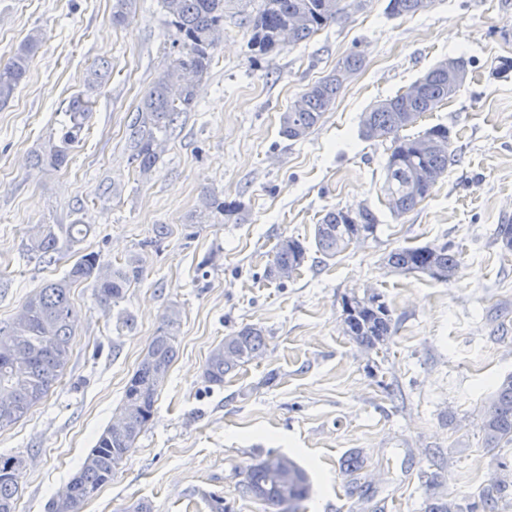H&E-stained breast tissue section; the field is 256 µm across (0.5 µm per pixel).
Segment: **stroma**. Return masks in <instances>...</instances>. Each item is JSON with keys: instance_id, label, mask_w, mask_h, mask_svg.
I'll return each mask as SVG.
<instances>
[{"instance_id": "obj_1", "label": "stroma", "mask_w": 512, "mask_h": 512, "mask_svg": "<svg viewBox=\"0 0 512 512\" xmlns=\"http://www.w3.org/2000/svg\"><path fill=\"white\" fill-rule=\"evenodd\" d=\"M387 4L366 0L345 21L266 56L252 52L240 17H225L198 103L180 115L145 180L130 126L176 37L159 0H136L125 27L112 22V0H0L1 62L32 30L43 34L27 79L0 108V326L81 254L98 253L105 267L137 254L145 268L115 307L87 285L72 290L66 371L26 418L0 430V454L27 460L16 512H47L119 414L173 304L182 311L177 356L154 419L81 512H126L140 500L153 512H211L213 493L230 512H271L242 496L236 477L270 452L306 470V512H424L431 491L466 505L492 477L512 475V447L487 449L479 431L490 392L512 373V252L495 241L497 225L512 224V72H494L512 59V0H435L412 17L389 16ZM352 52L364 67L322 121L303 140L281 137V113ZM448 55L468 60L467 84L409 132L447 125L456 162L398 218L379 191L390 144L363 139L360 121ZM99 66L110 79L90 95L68 164H35ZM205 189L240 201L243 221L193 223ZM359 206L376 214L375 236L323 258L315 224L330 208ZM78 218L91 227L83 242L50 260L28 252L31 227ZM161 224L167 235L151 246ZM283 236L308 253L282 284L265 270ZM443 243L462 262L449 283L384 261L399 247ZM366 288L383 294L396 325L378 353L341 324L343 295ZM121 314L131 329H117ZM247 325L264 330L263 357L223 385L208 383L210 350ZM354 455L356 476L343 466Z\"/></svg>"}]
</instances>
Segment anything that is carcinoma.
I'll return each instance as SVG.
<instances>
[{
	"label": "carcinoma",
	"mask_w": 512,
	"mask_h": 512,
	"mask_svg": "<svg viewBox=\"0 0 512 512\" xmlns=\"http://www.w3.org/2000/svg\"><path fill=\"white\" fill-rule=\"evenodd\" d=\"M134 0H114L112 22L124 25ZM169 24L178 35V51L143 97L131 125L133 160L139 175L149 178L156 168L158 149L174 131L177 118L191 111L208 77L213 53L224 30L228 4L237 2L251 8L248 13L252 49L262 54L282 50L276 33L288 30V46L294 47L318 32L341 22L364 0H161ZM433 0H389L388 13L394 17L414 16L432 5ZM42 34L31 31L5 64H0V107L14 97L27 78L30 65L41 47ZM361 56L352 53L336 63L327 76L310 85L281 114L280 134L288 140H300L316 127L335 104L346 84V75L360 70ZM457 91L448 86V73L432 65L406 90L380 100L364 113L360 134L365 140H391V152L384 166L380 186L390 212L402 216L430 197L454 161L451 132L442 124L417 136L402 131L413 126L426 113L448 103ZM91 112V102L74 97L58 122L57 137L37 162L60 167L67 162L71 148L78 142ZM243 205L237 200L219 199L209 190L201 194L197 216L206 223L217 216L225 221L240 219ZM378 221L367 206L350 214L345 208H331L315 225L314 242L326 259H334L354 241L375 235ZM90 225L76 219L66 227L38 224L28 238V250L43 258L58 252L59 234L70 244L80 242ZM307 247L295 237L278 243L266 267V277L281 284L290 280L305 262ZM386 264L402 273H422L450 282L461 267L459 257L448 245L401 247L386 256ZM143 260L138 255L109 271L103 270L98 256L84 253L67 274L48 283L38 294L25 301L20 310L25 321L0 328V390L11 394L10 402L0 407V430L12 426L40 404L56 384L70 360L72 323L75 308L70 292L75 284L88 283L105 307L122 299L132 284L144 276ZM345 333L361 348L378 350L386 346L394 327L383 296L373 290L352 292L342 299ZM181 311L176 305L163 313L134 374L128 381L122 408L126 411L121 429L108 426L98 437L78 472L70 480L66 499H52L48 512H80L87 501L112 482V476L124 463L136 441L151 422L158 388L175 359ZM267 349L265 333L248 326L224 337L209 353L205 377L214 385L245 364L261 358ZM485 447L512 446V373L501 379L490 395L480 423ZM25 459L20 455L0 454V512H15L20 478ZM243 495L263 502L275 512H302L310 494L307 472L290 458L270 452L258 462L238 472ZM512 498V480L496 477L480 494L485 512H496ZM425 512H473L455 499L431 495Z\"/></svg>",
	"instance_id": "carcinoma-1"
}]
</instances>
